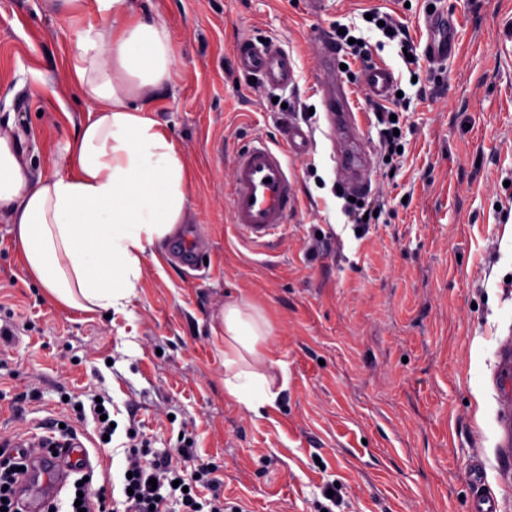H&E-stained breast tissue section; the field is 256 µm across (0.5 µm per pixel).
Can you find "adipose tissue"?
<instances>
[{"label": "adipose tissue", "instance_id": "obj_1", "mask_svg": "<svg viewBox=\"0 0 512 512\" xmlns=\"http://www.w3.org/2000/svg\"><path fill=\"white\" fill-rule=\"evenodd\" d=\"M68 76L88 107L48 173L32 174L0 136V218L15 227L30 278L59 305L109 310L129 300L149 247L185 223L188 168L147 106L170 83L175 59L163 21L131 0H96ZM224 390L253 412L279 397L262 345L271 326L245 299L219 316Z\"/></svg>", "mask_w": 512, "mask_h": 512}]
</instances>
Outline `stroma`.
Listing matches in <instances>:
<instances>
[{
	"instance_id": "stroma-1",
	"label": "stroma",
	"mask_w": 512,
	"mask_h": 512,
	"mask_svg": "<svg viewBox=\"0 0 512 512\" xmlns=\"http://www.w3.org/2000/svg\"><path fill=\"white\" fill-rule=\"evenodd\" d=\"M167 24L173 80L150 108L190 168L196 265L150 247L126 307H61L27 275L14 227L0 223V434H47L105 396L119 412L115 447L94 465L117 470L127 428L155 454L194 444L188 470L207 469L199 499L235 512H469L476 491L512 512V0H142ZM454 14L459 47L445 63L425 51L430 7ZM396 15L416 47L406 65L362 14ZM367 40L407 106L404 153L388 162L355 78L349 121L363 136L367 182L336 172L316 90L313 39L334 25ZM78 24L61 0H0V134L21 139L32 172H48L87 107L67 84ZM291 54L294 79L271 87L235 66L237 40ZM59 94L41 91L43 80ZM312 133L297 209L264 245L240 241L227 186L234 155L289 127ZM375 217L354 224L348 200ZM230 298L259 306L285 388L255 415L224 391V342L211 327ZM484 467L482 488L468 479ZM335 489V501L326 492Z\"/></svg>"
}]
</instances>
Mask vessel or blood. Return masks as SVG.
Wrapping results in <instances>:
<instances>
[{"label":"vessel or blood","mask_w":512,"mask_h":512,"mask_svg":"<svg viewBox=\"0 0 512 512\" xmlns=\"http://www.w3.org/2000/svg\"><path fill=\"white\" fill-rule=\"evenodd\" d=\"M427 45L433 59L444 62L458 47L454 20L447 14L426 18ZM238 71L261 75L269 86H282L294 78V61L287 51L270 44L247 38L236 49ZM395 84L392 69L381 64L366 68L361 86L365 96L373 101L389 99ZM318 90L327 112L350 111V101L344 88H330L319 83ZM312 143L308 130L291 128L284 147L273 148L265 143L252 144L240 150L232 161V176L228 187L232 222L238 237L261 244L268 242L281 225L286 224L296 205L294 186L297 174L288 170L287 156L305 155ZM35 471L27 475L30 483H42L48 488L64 486L71 474L89 470L90 454L80 440H67L57 448L48 441L29 444L24 448Z\"/></svg>","instance_id":"obj_1"}]
</instances>
